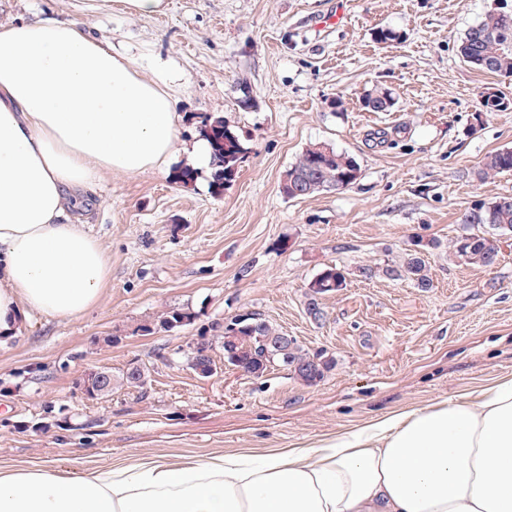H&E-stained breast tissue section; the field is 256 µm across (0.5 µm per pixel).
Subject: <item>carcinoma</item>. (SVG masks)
Instances as JSON below:
<instances>
[{"mask_svg": "<svg viewBox=\"0 0 512 512\" xmlns=\"http://www.w3.org/2000/svg\"><path fill=\"white\" fill-rule=\"evenodd\" d=\"M459 54L464 62L490 74L512 75V23H505L501 15L490 13L471 26L461 40ZM363 103L372 112H388L395 105L392 93L374 90L367 93ZM206 137L213 150L214 167L210 187L218 195L238 173V166L247 153L239 136L226 121L212 117L205 125ZM512 172V149L497 150L488 154L478 171L480 179H488ZM360 174L356 159L339 152L326 143L308 145L294 163L285 171L280 191L289 198H304L325 191L336 190V185L354 184ZM464 223L477 228L488 226L494 230L512 232V197L499 196L486 203L480 202L464 216ZM455 256L472 265L488 267L499 255L498 239L484 232L470 233L453 243ZM388 279H410L421 289L432 287L422 251L413 249L405 254L398 265H388L379 270L370 267L362 274L371 278L376 273ZM346 287V275L337 267H328L311 282L308 305L319 308L318 299ZM195 315L188 309L173 310L159 320L165 330L191 324ZM237 327L239 345L224 352V361L255 377L268 371L272 362L295 367L294 375L306 385L321 381L330 371L334 361L322 353H309L294 338L284 339L275 328L263 319L245 314L230 322L224 331ZM213 350L212 339L202 336L192 349L190 365H203L210 361L206 353Z\"/></svg>", "mask_w": 512, "mask_h": 512, "instance_id": "1", "label": "carcinoma"}]
</instances>
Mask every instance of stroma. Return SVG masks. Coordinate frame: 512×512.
Returning <instances> with one entry per match:
<instances>
[{
  "mask_svg": "<svg viewBox=\"0 0 512 512\" xmlns=\"http://www.w3.org/2000/svg\"><path fill=\"white\" fill-rule=\"evenodd\" d=\"M0 0V23L56 18L122 53L174 61L185 76L180 141L219 115L248 152L214 195L208 177L176 183L181 157L138 176L103 174L76 215L106 250L99 304L58 320L31 315L0 344V464L48 461L78 475L131 456L306 446L390 412L461 400L512 377V232L490 267L449 249L470 233L475 203L512 195V173L483 181L481 162L512 148V109L483 112L481 94L512 100V76L463 62L457 45L512 0H167L165 13L128 14L122 0ZM382 28L399 40L380 43ZM248 87L249 108L239 104ZM375 88L388 112L364 108ZM353 156L349 188L291 199L283 172L311 143ZM424 243L433 286L363 276ZM337 266L347 286L308 313L309 284ZM187 309L193 323L164 330ZM258 314L310 352L335 361L316 385L286 369L253 377L225 365L200 377L199 336ZM152 325V333L141 325ZM148 370L143 387L114 384L90 400L88 369Z\"/></svg>",
  "mask_w": 512,
  "mask_h": 512,
  "instance_id": "35a3bbf8",
  "label": "stroma"
}]
</instances>
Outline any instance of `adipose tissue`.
Wrapping results in <instances>:
<instances>
[{"label": "adipose tissue", "instance_id": "obj_1", "mask_svg": "<svg viewBox=\"0 0 512 512\" xmlns=\"http://www.w3.org/2000/svg\"><path fill=\"white\" fill-rule=\"evenodd\" d=\"M184 85L175 66L71 22L0 25V338L29 313L72 319L100 302L109 261L69 216L73 189L179 152L211 172L205 137L178 142ZM0 512H512V378L259 456L0 468Z\"/></svg>", "mask_w": 512, "mask_h": 512}]
</instances>
